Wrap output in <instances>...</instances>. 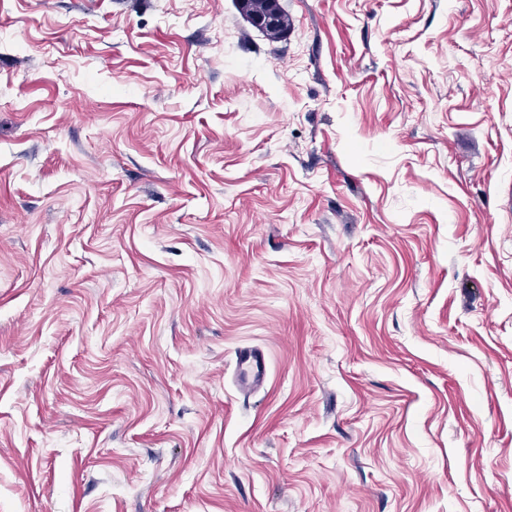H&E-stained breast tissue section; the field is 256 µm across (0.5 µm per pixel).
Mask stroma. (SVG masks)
I'll use <instances>...</instances> for the list:
<instances>
[{"label":"stroma","mask_w":512,"mask_h":512,"mask_svg":"<svg viewBox=\"0 0 512 512\" xmlns=\"http://www.w3.org/2000/svg\"><path fill=\"white\" fill-rule=\"evenodd\" d=\"M280 4L0 0V512H512V0ZM271 0H238L239 9L249 20L250 24L261 31L269 40H276L288 27V15L285 14L280 4H271ZM271 18L270 22L262 25L256 20ZM268 363L263 351L257 348H243L239 351L235 373L243 386H259L267 379Z\"/></svg>","instance_id":"35a3bbf8"}]
</instances>
